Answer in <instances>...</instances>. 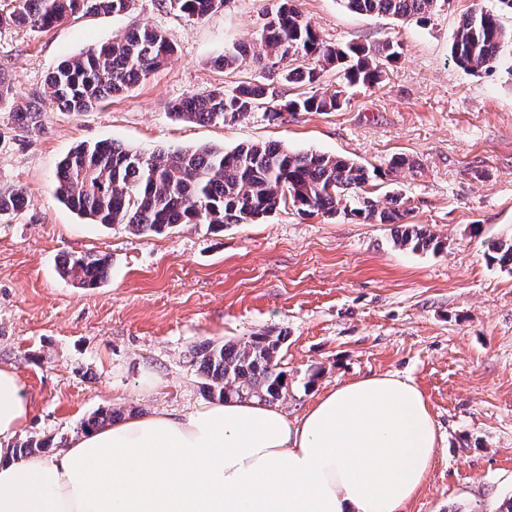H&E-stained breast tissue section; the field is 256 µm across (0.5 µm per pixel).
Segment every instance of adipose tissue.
I'll return each mask as SVG.
<instances>
[{"instance_id": "adipose-tissue-1", "label": "adipose tissue", "mask_w": 512, "mask_h": 512, "mask_svg": "<svg viewBox=\"0 0 512 512\" xmlns=\"http://www.w3.org/2000/svg\"><path fill=\"white\" fill-rule=\"evenodd\" d=\"M31 415L0 366V512H402L439 449L411 379L374 375L287 413L252 400L159 410L20 455Z\"/></svg>"}]
</instances>
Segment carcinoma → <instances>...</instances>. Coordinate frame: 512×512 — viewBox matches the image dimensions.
<instances>
[{
  "label": "carcinoma",
  "mask_w": 512,
  "mask_h": 512,
  "mask_svg": "<svg viewBox=\"0 0 512 512\" xmlns=\"http://www.w3.org/2000/svg\"><path fill=\"white\" fill-rule=\"evenodd\" d=\"M131 0H0V25L42 33L80 12L118 15ZM163 7L192 19H203L224 6V0H161ZM439 0H342L350 11L395 19H425ZM507 34L493 10L475 8L463 16L451 44L453 62L472 72L496 67ZM261 48L269 58L296 56L307 65L288 72L286 80L315 82L320 67L343 70L350 86L378 84L380 60H392L390 45L377 50L325 43L304 20L294 0H281L265 24ZM174 53L161 30L133 28L123 37L88 48L81 56L61 61L48 76L52 104L62 112H87L163 67ZM271 84L238 85L192 92L173 106L175 116L190 122L224 124L238 120L275 98ZM341 97L315 95L289 100L288 112H332ZM19 126L41 123L34 102L12 106ZM376 171L352 159L321 152H293L277 142L242 144L230 151L213 146L130 149L114 142L80 144L61 161L55 197L78 215L108 226L124 224L136 235L161 234L180 224H206L219 232L226 224L252 223L287 200L302 212L330 217L350 216L367 224H399L396 243L414 251L436 249L437 238L404 223L401 201H381L366 190ZM23 193L0 189V215L22 208ZM485 257L512 272V238L491 243ZM108 260L88 252L67 256L63 278L94 288L108 276ZM281 338L258 333L237 342H208L191 350V363L206 377L210 397L237 398L273 405L286 395L277 356ZM121 415L101 410L83 424L95 429Z\"/></svg>",
  "instance_id": "obj_1"
}]
</instances>
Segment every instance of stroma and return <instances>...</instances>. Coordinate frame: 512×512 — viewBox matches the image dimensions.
Wrapping results in <instances>:
<instances>
[{
	"mask_svg": "<svg viewBox=\"0 0 512 512\" xmlns=\"http://www.w3.org/2000/svg\"><path fill=\"white\" fill-rule=\"evenodd\" d=\"M279 4L226 0L192 20L161 0H132L127 13H80L45 34L0 26V71L24 100L47 96L61 60L130 28L163 30L174 44L167 66L91 111L50 109L28 129L0 108V189L25 198L20 212L0 217V365L16 369L32 405L21 439L62 446L102 407L127 419L207 404L191 349L266 332L283 338L288 392L279 407L288 414L361 377L417 384L441 442L404 512H499L512 499V273L484 251L512 237V38L490 72L464 71L450 58L461 18L496 0H443L424 21L296 0L329 43L397 50L380 83L353 88L332 66L314 83H289L298 60L258 57ZM239 45L251 50L240 65L217 64ZM264 82L278 88L279 106L339 90L346 101L334 112L276 118L262 105L221 125L172 113L189 93ZM102 140L146 151L277 141L352 158L378 169L376 196H399L407 223L440 246L414 251L395 244V225L290 203L218 233L183 224L136 236L93 224L57 201L54 182L62 158ZM395 157L406 160L396 171ZM86 252L110 264L95 288L58 273L65 256Z\"/></svg>",
	"mask_w": 512,
	"mask_h": 512,
	"instance_id": "stroma-1",
	"label": "stroma"
}]
</instances>
